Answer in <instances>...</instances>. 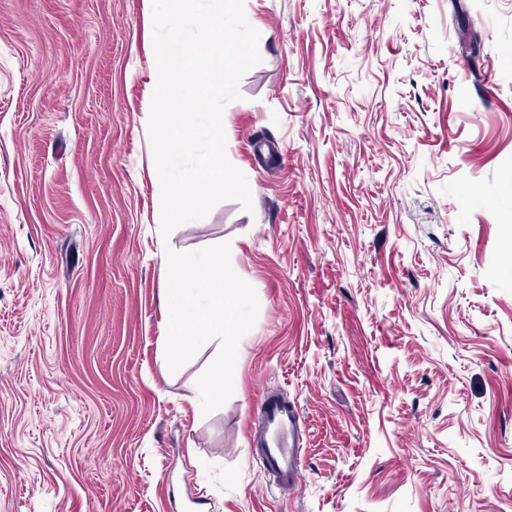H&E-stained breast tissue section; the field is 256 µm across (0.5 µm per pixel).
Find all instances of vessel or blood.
I'll return each instance as SVG.
<instances>
[{
	"label": "vessel or blood",
	"mask_w": 512,
	"mask_h": 512,
	"mask_svg": "<svg viewBox=\"0 0 512 512\" xmlns=\"http://www.w3.org/2000/svg\"><path fill=\"white\" fill-rule=\"evenodd\" d=\"M301 415L291 405L272 399L264 401V422L253 435L262 448L265 475L284 489L297 486L301 472Z\"/></svg>",
	"instance_id": "1"
}]
</instances>
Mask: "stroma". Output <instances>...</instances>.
I'll list each match as a JSON object with an SVG mask.
<instances>
[{"instance_id": "stroma-1", "label": "stroma", "mask_w": 512, "mask_h": 512, "mask_svg": "<svg viewBox=\"0 0 512 512\" xmlns=\"http://www.w3.org/2000/svg\"><path fill=\"white\" fill-rule=\"evenodd\" d=\"M233 201L161 233L150 0H0V512H512V0H244ZM480 37L471 49L470 32ZM259 309L203 413L167 251ZM305 422L260 472L263 396Z\"/></svg>"}]
</instances>
